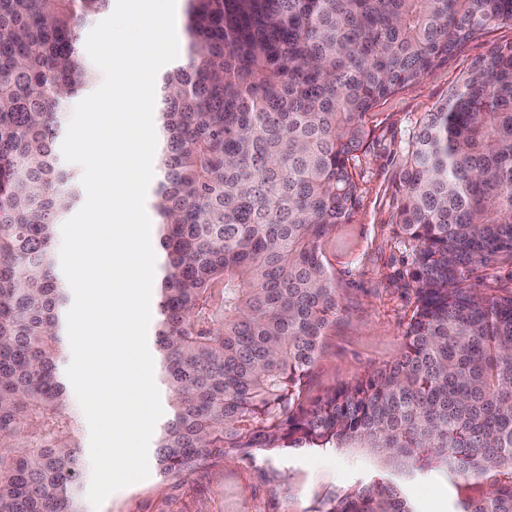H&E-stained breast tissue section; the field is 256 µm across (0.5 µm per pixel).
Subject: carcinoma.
Here are the masks:
<instances>
[{"label": "carcinoma", "mask_w": 512, "mask_h": 512, "mask_svg": "<svg viewBox=\"0 0 512 512\" xmlns=\"http://www.w3.org/2000/svg\"><path fill=\"white\" fill-rule=\"evenodd\" d=\"M112 0H0V512H84L59 226L80 202L62 109L99 76L81 22ZM161 77V259L150 337L163 478L254 452L360 448L410 476L489 475L462 512H512V46L475 59L409 135L393 217L417 300L400 355L317 401L306 379L342 311L321 243L359 198L370 111L446 62L512 0H185ZM322 512H415L391 476ZM483 288L489 293H506L512 289V265L510 262L500 263L484 272Z\"/></svg>", "instance_id": "cac0c4a2"}]
</instances>
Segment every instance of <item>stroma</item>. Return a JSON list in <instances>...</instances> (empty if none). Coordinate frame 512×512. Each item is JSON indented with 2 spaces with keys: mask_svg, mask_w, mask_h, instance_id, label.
<instances>
[{
  "mask_svg": "<svg viewBox=\"0 0 512 512\" xmlns=\"http://www.w3.org/2000/svg\"><path fill=\"white\" fill-rule=\"evenodd\" d=\"M510 45L512 26L491 27L374 109L373 140L354 162L358 204L351 220L337 225L321 245L342 312L323 338L305 387L308 398L324 396L400 353L415 309L407 284L411 258L392 222L408 134L458 84L472 60ZM387 470L380 458L355 448L258 452L250 459L214 460L185 480L150 473L110 494L100 512H315L322 502ZM399 482L418 512H461L463 501L480 498L490 485L489 478L464 479L443 466Z\"/></svg>",
  "mask_w": 512,
  "mask_h": 512,
  "instance_id": "1",
  "label": "stroma"
}]
</instances>
